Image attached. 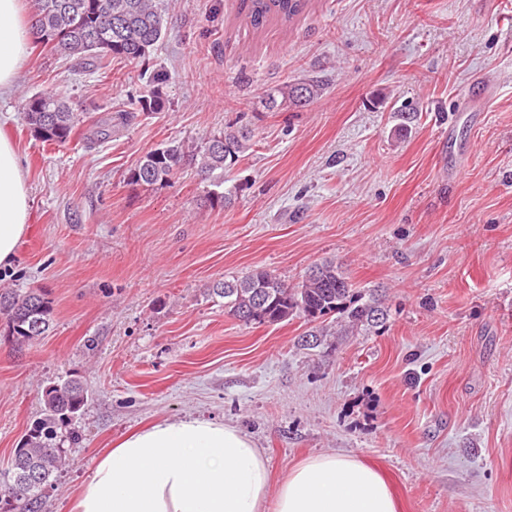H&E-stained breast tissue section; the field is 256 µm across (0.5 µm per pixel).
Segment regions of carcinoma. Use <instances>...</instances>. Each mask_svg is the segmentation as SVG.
Listing matches in <instances>:
<instances>
[{
	"label": "carcinoma",
	"instance_id": "carcinoma-1",
	"mask_svg": "<svg viewBox=\"0 0 512 512\" xmlns=\"http://www.w3.org/2000/svg\"><path fill=\"white\" fill-rule=\"evenodd\" d=\"M305 0H250L248 17L258 28L270 16L291 20L300 14ZM38 43L82 69H102L109 60L120 58L139 62L166 34V24L156 0H37L33 19ZM157 89L148 98L132 102L130 110H119L94 124L91 136L106 138L112 126L128 125L138 113L163 109L160 86L166 75L154 76ZM314 80L270 88L265 104L304 107L320 94ZM25 120L31 134L44 141L63 145L71 140L85 116L72 112L52 91L33 94L26 100ZM253 146L245 127L226 126L224 131L205 137L193 149L176 141L148 152L131 172L133 185H165L172 182L181 166L196 167L202 180L217 188L224 185V172L231 169ZM271 290V299L262 308L263 317L250 320L256 325L274 324L292 316L307 322L336 323V335L348 336L385 325L387 309L371 289H358L334 261L314 267L300 284L290 287L264 269L224 280L212 288V295L224 299V310L234 318L258 308L257 289ZM0 313L7 318L8 334L20 344H32L46 335L52 324L53 308L45 294L13 289L0 292ZM42 417L23 444L14 449L10 466L0 471V512H39L44 488L63 465L66 450L59 429L69 424L88 402V391L72 378L46 389Z\"/></svg>",
	"mask_w": 512,
	"mask_h": 512
}]
</instances>
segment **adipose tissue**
Instances as JSON below:
<instances>
[{
    "label": "adipose tissue",
    "instance_id": "adipose-tissue-1",
    "mask_svg": "<svg viewBox=\"0 0 512 512\" xmlns=\"http://www.w3.org/2000/svg\"><path fill=\"white\" fill-rule=\"evenodd\" d=\"M33 39L23 0H0V96L12 92ZM17 146L0 133V267L28 227ZM74 512H397L373 468L322 454L272 482L262 449L237 427L187 416L133 432L104 453L75 493Z\"/></svg>",
    "mask_w": 512,
    "mask_h": 512
}]
</instances>
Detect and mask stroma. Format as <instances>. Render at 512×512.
<instances>
[{
    "instance_id": "35a3bbf8",
    "label": "stroma",
    "mask_w": 512,
    "mask_h": 512,
    "mask_svg": "<svg viewBox=\"0 0 512 512\" xmlns=\"http://www.w3.org/2000/svg\"><path fill=\"white\" fill-rule=\"evenodd\" d=\"M149 60L84 72L33 44L0 130L17 145L29 230L0 289H39L47 335L17 345L0 316V470L42 392L88 390L41 512H71L100 453L188 415L238 427L273 477L318 454L374 468L397 512H512V0H307L253 28L242 0H158ZM165 107L92 143L35 138L24 99L56 92L93 119L150 91ZM303 79L321 95L267 109ZM254 145L209 183L185 168L133 185L149 151L229 124ZM378 293L385 326L298 341L295 317L246 325L209 290L263 268L288 285L326 260ZM320 90L321 85L318 81L307 80L270 88L266 91L264 100L270 109L284 106L304 107L318 97Z\"/></svg>"
}]
</instances>
